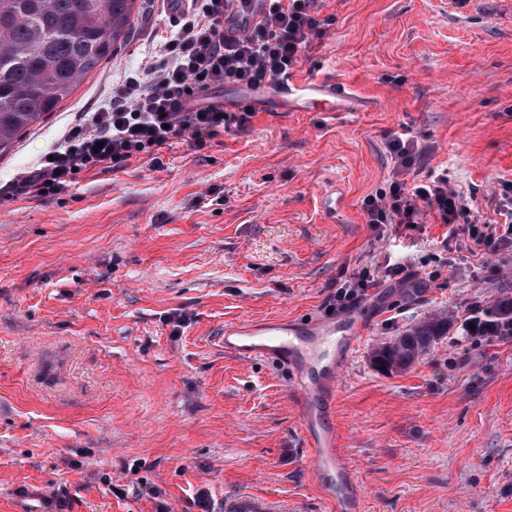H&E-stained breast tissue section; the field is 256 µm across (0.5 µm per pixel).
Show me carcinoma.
Segmentation results:
<instances>
[{
  "label": "carcinoma",
  "instance_id": "obj_1",
  "mask_svg": "<svg viewBox=\"0 0 512 512\" xmlns=\"http://www.w3.org/2000/svg\"><path fill=\"white\" fill-rule=\"evenodd\" d=\"M136 0H0V154L57 110L126 43ZM448 332L431 317L373 353L382 372H401Z\"/></svg>",
  "mask_w": 512,
  "mask_h": 512
}]
</instances>
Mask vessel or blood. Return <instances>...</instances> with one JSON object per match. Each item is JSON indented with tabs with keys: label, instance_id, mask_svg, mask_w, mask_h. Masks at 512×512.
I'll list each match as a JSON object with an SVG mask.
<instances>
[{
	"label": "vessel or blood",
	"instance_id": "b4317fda",
	"mask_svg": "<svg viewBox=\"0 0 512 512\" xmlns=\"http://www.w3.org/2000/svg\"><path fill=\"white\" fill-rule=\"evenodd\" d=\"M282 100L302 94L332 95L333 84L302 87L282 79L275 84ZM358 314L342 318H318L298 326L271 318L261 323L249 320L224 326V350L242 358L270 357L293 367L296 381L292 392L299 404L305 446L308 448L318 483L326 490L336 512H359L357 489L342 454L333 423L338 378L365 335ZM224 512H288L285 502L241 492L226 499Z\"/></svg>",
	"mask_w": 512,
	"mask_h": 512
}]
</instances>
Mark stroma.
<instances>
[{
    "instance_id": "35a3bbf8",
    "label": "stroma",
    "mask_w": 512,
    "mask_h": 512,
    "mask_svg": "<svg viewBox=\"0 0 512 512\" xmlns=\"http://www.w3.org/2000/svg\"><path fill=\"white\" fill-rule=\"evenodd\" d=\"M322 13L333 21L293 79L350 88L347 109H261L202 151L173 143L162 167L0 200V512L53 495L59 512H197L202 491L218 510L250 491L331 512L292 370L225 354L224 325L307 322L383 256L420 274L371 289L339 381L334 424L363 512H512V343L464 329L472 303L512 297V248L487 254L431 216L382 237L362 211L404 133L424 153L419 180L447 176L482 221L504 223L512 0H323ZM177 17L145 0L131 39L0 158V184L102 107ZM437 312L448 333L427 354L375 367L376 346ZM53 344L67 365L49 382L35 361Z\"/></svg>"
}]
</instances>
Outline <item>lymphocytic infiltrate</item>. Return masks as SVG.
<instances>
[{"label": "lymphocytic infiltrate", "instance_id": "f902f5d3", "mask_svg": "<svg viewBox=\"0 0 512 512\" xmlns=\"http://www.w3.org/2000/svg\"><path fill=\"white\" fill-rule=\"evenodd\" d=\"M234 0H188L176 32L155 34L157 57L145 58L133 76L112 91L107 104L67 130L51 157L19 177L1 194L46 198L76 186L78 174L103 173L148 158L160 165V151L179 139L195 150L207 147L221 133L247 129L253 106L228 112L206 96L232 83L252 89L290 77L314 39L324 32L316 6L319 0H268L259 25L238 38L224 34ZM395 160L396 178L389 187L362 202L368 223L396 230L434 216L457 228L488 253L512 244V211L503 225L480 222L462 193L447 177L409 182L418 147L404 134L387 144ZM410 267L395 263L362 268L329 297L325 310L341 313L358 306L385 278H413Z\"/></svg>", "mask_w": 512, "mask_h": 512}]
</instances>
